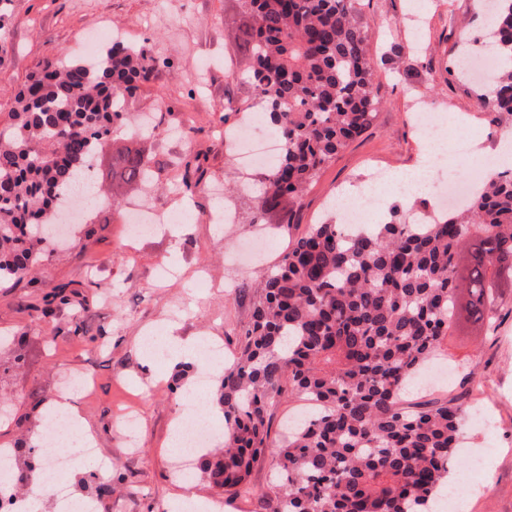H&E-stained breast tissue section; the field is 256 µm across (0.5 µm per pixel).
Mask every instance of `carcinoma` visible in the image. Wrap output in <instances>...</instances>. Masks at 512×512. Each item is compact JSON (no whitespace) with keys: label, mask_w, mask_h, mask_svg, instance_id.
Returning a JSON list of instances; mask_svg holds the SVG:
<instances>
[{"label":"carcinoma","mask_w":512,"mask_h":512,"mask_svg":"<svg viewBox=\"0 0 512 512\" xmlns=\"http://www.w3.org/2000/svg\"><path fill=\"white\" fill-rule=\"evenodd\" d=\"M252 64L245 81L279 130L266 172L273 202L300 203L323 167L376 118L368 27L358 0H239ZM484 48L498 62L480 95L490 122L512 116V0H497ZM168 61L114 42L92 63L48 61L16 93L0 130V282L31 276L56 214L75 195L102 140L131 126L126 96ZM112 210L121 191L153 184L144 150H112ZM512 286V168L486 177L471 205L423 224L404 211L348 236L310 224L256 290L239 356L216 392L224 447L199 470L238 496L270 447L272 410L285 398L320 411L276 450L270 512H430L458 455L465 405L401 399L418 368L464 324L492 327L495 290ZM36 449L15 477L36 482Z\"/></svg>","instance_id":"obj_1"}]
</instances>
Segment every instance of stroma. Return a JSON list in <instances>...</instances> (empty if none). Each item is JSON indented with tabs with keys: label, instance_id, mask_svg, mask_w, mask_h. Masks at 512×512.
Here are the masks:
<instances>
[{
	"label": "stroma",
	"instance_id": "obj_1",
	"mask_svg": "<svg viewBox=\"0 0 512 512\" xmlns=\"http://www.w3.org/2000/svg\"><path fill=\"white\" fill-rule=\"evenodd\" d=\"M480 0H359L369 24V51L376 62L374 84L381 101L364 133L329 162L308 187L299 205L281 202L252 223L265 196L261 174H243L225 130L236 126L252 88L243 77L251 64L235 43L233 20L238 0H8L0 18V128L9 123L14 96L45 61L62 56L92 60L115 39L150 44L171 60L127 99L129 110L153 118L151 130L117 129L121 138L138 137L152 160L158 186L148 194L131 190L123 214L106 203L85 212L74 234L56 243L33 280L0 284V448L30 445L43 433L54 400L67 375L89 372L92 391L78 392L80 430L96 441L95 457L77 455L65 475L77 495L94 498L96 512H184L187 502L202 504L214 495L201 477L173 481L177 453L168 441L187 402L168 385L176 371L167 361L148 362L144 337L172 332L185 341L207 336L226 353L238 350L241 331L251 321L248 285L266 278L281 260L289 240L325 210L331 197L355 188L367 164L387 171L417 163L424 149L413 127L408 102L422 97L431 111L450 114L462 131L446 129L448 144L478 137L485 164L496 160L499 139L512 125L487 124L478 106V88L451 75L461 50L460 35L484 33ZM424 18L421 38L405 31L411 5ZM98 33L94 50L83 37ZM193 127V145L180 148L171 130L179 122ZM181 173L192 193L172 179ZM186 210L185 224H159L149 237L132 240L130 222L149 220L173 207ZM230 209L229 224L211 215ZM290 224H283L284 212ZM66 285L70 303L44 306L43 295ZM24 353L21 367L13 357ZM437 363L447 382L416 387L411 401L463 396L470 413L484 423L466 422V448L485 455V479L474 480L465 512H512V290L503 289L494 328H477L448 337ZM138 414V446L126 445L120 420ZM254 464L249 493L231 512H264L275 493L273 448ZM112 462V493L99 497L87 477L100 459Z\"/></svg>",
	"mask_w": 512,
	"mask_h": 512
}]
</instances>
